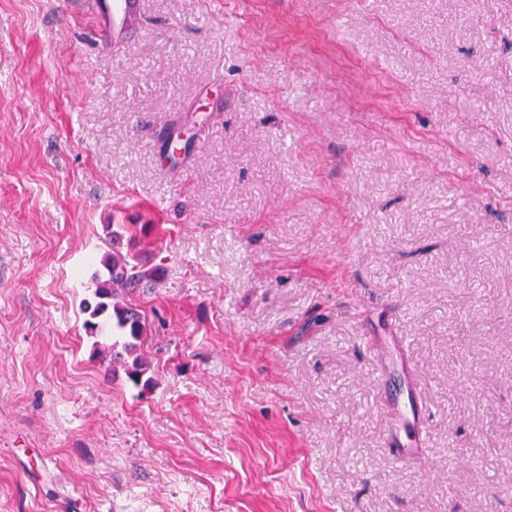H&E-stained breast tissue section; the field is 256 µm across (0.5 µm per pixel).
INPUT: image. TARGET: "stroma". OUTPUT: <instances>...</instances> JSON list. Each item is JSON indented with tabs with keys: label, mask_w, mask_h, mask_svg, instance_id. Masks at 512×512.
<instances>
[{
	"label": "stroma",
	"mask_w": 512,
	"mask_h": 512,
	"mask_svg": "<svg viewBox=\"0 0 512 512\" xmlns=\"http://www.w3.org/2000/svg\"><path fill=\"white\" fill-rule=\"evenodd\" d=\"M0 0V512H512V0ZM151 224L141 391L82 301ZM430 415L394 462L368 339ZM81 12L90 17L105 41L128 44L143 21L142 0H83Z\"/></svg>",
	"instance_id": "stroma-1"
}]
</instances>
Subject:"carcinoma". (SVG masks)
Returning <instances> with one entry per match:
<instances>
[{"instance_id": "cac0c4a2", "label": "carcinoma", "mask_w": 512, "mask_h": 512, "mask_svg": "<svg viewBox=\"0 0 512 512\" xmlns=\"http://www.w3.org/2000/svg\"><path fill=\"white\" fill-rule=\"evenodd\" d=\"M101 265L104 272L92 278L95 303L85 302V310L90 312L85 330L91 336L102 334L104 324L96 318L110 313L112 336L98 348L100 360L120 365L129 381L149 388L155 383L149 376L153 356L144 349L148 325L136 297L162 281L163 267L142 259L141 241L125 224L112 231V251L102 257Z\"/></svg>"}]
</instances>
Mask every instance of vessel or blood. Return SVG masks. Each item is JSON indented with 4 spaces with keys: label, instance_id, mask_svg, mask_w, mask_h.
I'll return each mask as SVG.
<instances>
[{
    "label": "vessel or blood",
    "instance_id": "1",
    "mask_svg": "<svg viewBox=\"0 0 512 512\" xmlns=\"http://www.w3.org/2000/svg\"><path fill=\"white\" fill-rule=\"evenodd\" d=\"M81 12L90 17L104 40L113 45L128 44L144 16L143 0H82ZM407 404L394 402L382 394L381 404L391 415L390 444L395 461L425 456L428 436L422 418L425 414L416 388L407 391Z\"/></svg>",
    "mask_w": 512,
    "mask_h": 512
}]
</instances>
